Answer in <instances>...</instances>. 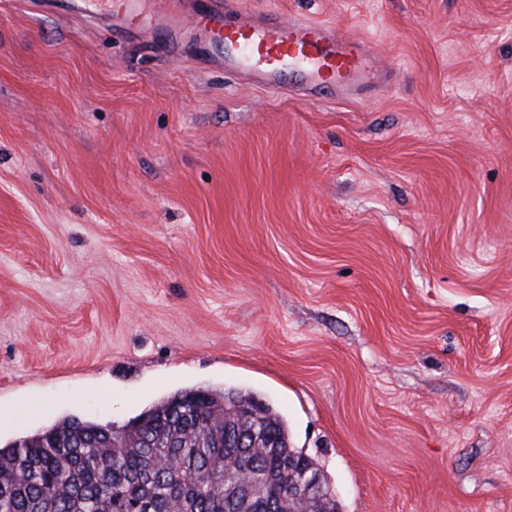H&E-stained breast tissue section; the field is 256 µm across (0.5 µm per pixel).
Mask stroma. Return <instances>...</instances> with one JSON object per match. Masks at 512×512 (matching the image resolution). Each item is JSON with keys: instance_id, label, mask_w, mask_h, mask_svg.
Listing matches in <instances>:
<instances>
[{"instance_id": "obj_1", "label": "stroma", "mask_w": 512, "mask_h": 512, "mask_svg": "<svg viewBox=\"0 0 512 512\" xmlns=\"http://www.w3.org/2000/svg\"><path fill=\"white\" fill-rule=\"evenodd\" d=\"M348 95L0 0V444L254 395L340 512H512V0H245Z\"/></svg>"}]
</instances>
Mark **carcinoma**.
I'll return each instance as SVG.
<instances>
[{
	"label": "carcinoma",
	"mask_w": 512,
	"mask_h": 512,
	"mask_svg": "<svg viewBox=\"0 0 512 512\" xmlns=\"http://www.w3.org/2000/svg\"><path fill=\"white\" fill-rule=\"evenodd\" d=\"M254 396L229 390L176 393L121 429L65 419L32 437L0 445V512H267L282 493L281 512H296L288 495L299 462L313 458L289 442L283 418L262 406L267 433L256 448H226V433L252 440L240 408ZM245 467L250 495L229 498Z\"/></svg>",
	"instance_id": "carcinoma-1"
}]
</instances>
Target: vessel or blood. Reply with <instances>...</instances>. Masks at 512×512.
I'll list each match as a JSON object with an SVG mask.
<instances>
[{"mask_svg":"<svg viewBox=\"0 0 512 512\" xmlns=\"http://www.w3.org/2000/svg\"><path fill=\"white\" fill-rule=\"evenodd\" d=\"M139 2L113 0V37H122L123 23L134 19ZM161 8L191 30L204 32L208 44L217 47L224 71L251 75L272 94L297 83L332 98L365 69L364 48L341 40L331 24L289 22L274 13L258 17L242 8L237 22L228 23L222 19L226 6L221 0L204 14L188 11L182 0H163Z\"/></svg>","mask_w":512,"mask_h":512,"instance_id":"vessel-or-blood-1","label":"vessel or blood"}]
</instances>
